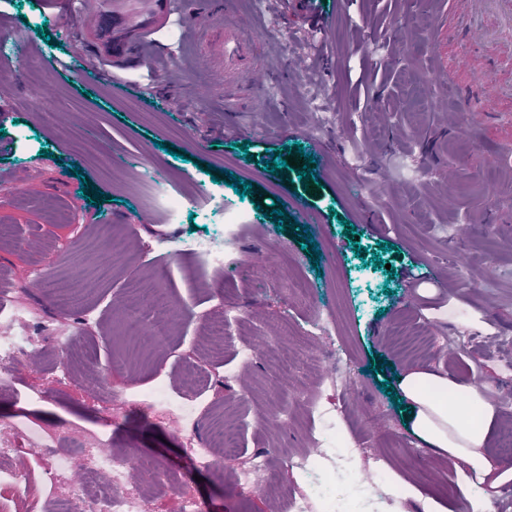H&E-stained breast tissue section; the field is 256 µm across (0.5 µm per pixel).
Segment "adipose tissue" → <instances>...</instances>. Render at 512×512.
Returning a JSON list of instances; mask_svg holds the SVG:
<instances>
[{
    "instance_id": "ef3b65f1",
    "label": "adipose tissue",
    "mask_w": 512,
    "mask_h": 512,
    "mask_svg": "<svg viewBox=\"0 0 512 512\" xmlns=\"http://www.w3.org/2000/svg\"><path fill=\"white\" fill-rule=\"evenodd\" d=\"M408 407L405 428L418 447L448 458L455 470L477 482L500 485L486 447L501 416L481 387L459 382L427 366L416 367L398 380Z\"/></svg>"
}]
</instances>
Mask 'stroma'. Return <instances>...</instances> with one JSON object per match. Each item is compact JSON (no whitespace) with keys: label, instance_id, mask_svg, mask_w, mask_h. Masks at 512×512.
Returning <instances> with one entry per match:
<instances>
[{"label":"stroma","instance_id":"stroma-1","mask_svg":"<svg viewBox=\"0 0 512 512\" xmlns=\"http://www.w3.org/2000/svg\"><path fill=\"white\" fill-rule=\"evenodd\" d=\"M189 2L155 11L135 0L154 18L127 62L100 46L87 0H67L62 13L54 0H0V32L43 24L51 34L20 57L6 38L0 53V289L25 324L46 329L0 382V440L14 449L0 471L21 470L33 492L25 500L4 483L0 502L31 512L67 498L94 448L123 456L121 490L145 493L148 512H177L187 494L208 512H274L276 500L308 493L286 458L312 450L328 425L353 445L360 475L379 464L420 491L375 504L361 495L357 512H425L429 498L472 512L479 487L413 448L403 409L381 388L426 364L462 382L479 373L502 412L490 458L512 469L501 450L512 429V125L465 111L483 88L433 85L429 34L444 0H325L316 23L299 0H237L272 76L251 112L225 111L222 86L198 64ZM296 142L318 159L316 195L296 167L276 176L258 165ZM74 163L82 177L67 175ZM216 168L252 183L254 197L212 182ZM154 174L192 194L178 220L146 201ZM23 177L38 192L23 191ZM84 180L104 192L101 207L83 198ZM279 198L288 217L306 209L320 261L302 251L301 231L265 218ZM228 209L242 217L228 265L178 251L189 237L221 238ZM385 241L392 250L377 253ZM133 281L166 294L165 342L143 340L152 308L140 328L128 325ZM74 286L82 295L61 300L58 289ZM223 305L237 316L219 352L209 323ZM321 316L329 327L307 335ZM58 324L73 336L67 374L53 366L48 329ZM378 356L383 372H368ZM343 362L350 378L340 384ZM161 381L168 399L142 404ZM314 400L329 418L309 413ZM219 417L234 444L217 473L190 451ZM259 457L274 462L271 481L238 492L235 477Z\"/></svg>","mask_w":512,"mask_h":512}]
</instances>
